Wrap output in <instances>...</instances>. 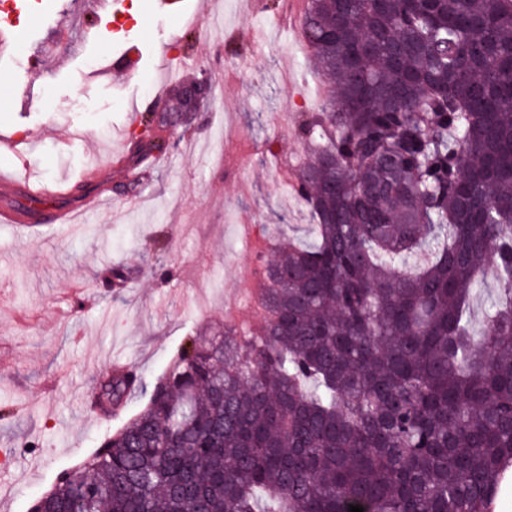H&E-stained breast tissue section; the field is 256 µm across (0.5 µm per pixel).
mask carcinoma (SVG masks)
<instances>
[{
    "instance_id": "obj_1",
    "label": "carcinoma",
    "mask_w": 512,
    "mask_h": 512,
    "mask_svg": "<svg viewBox=\"0 0 512 512\" xmlns=\"http://www.w3.org/2000/svg\"><path fill=\"white\" fill-rule=\"evenodd\" d=\"M329 80L299 131L315 242L264 269L274 318L196 336L144 408L40 496L50 512H490L512 465V0H309ZM148 112L138 164L192 113ZM427 251L424 265L407 259ZM132 278L113 266L108 285ZM499 283L495 279H485L484 284L479 288L472 300V326L476 333L481 332L483 328V312L488 302L493 299L498 292Z\"/></svg>"
}]
</instances>
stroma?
Returning a JSON list of instances; mask_svg holds the SVG:
<instances>
[{
  "mask_svg": "<svg viewBox=\"0 0 512 512\" xmlns=\"http://www.w3.org/2000/svg\"><path fill=\"white\" fill-rule=\"evenodd\" d=\"M225 18L214 35L158 0H119L113 23L125 32L92 43L98 25L89 0H40L0 48V135L22 131L25 154L0 152V167L43 180L85 183L109 209L86 223L37 230L0 223V512H29L63 470L76 466L144 405L128 400L119 418L91 415L85 400L113 364L160 377L174 351L206 326L224 324V303L238 291L225 255L224 227L258 219L285 236L309 239L311 225L284 204L278 172L312 154L286 126L318 112L321 75L300 51L298 32L279 26L282 0L252 11L244 0H210ZM68 37L41 50L58 20ZM273 29L277 39L240 42L235 29ZM139 36L145 59L131 76L107 72L124 37ZM207 72L216 95L190 130L161 152L148 177L128 180L133 108H161L154 95ZM299 77L286 88L285 74ZM235 132L234 177L218 162V136ZM253 190L243 195L239 180ZM135 190H128V183ZM136 272L127 288L105 287L110 266Z\"/></svg>",
  "mask_w": 512,
  "mask_h": 512,
  "instance_id": "35a3bbf8",
  "label": "stroma"
}]
</instances>
